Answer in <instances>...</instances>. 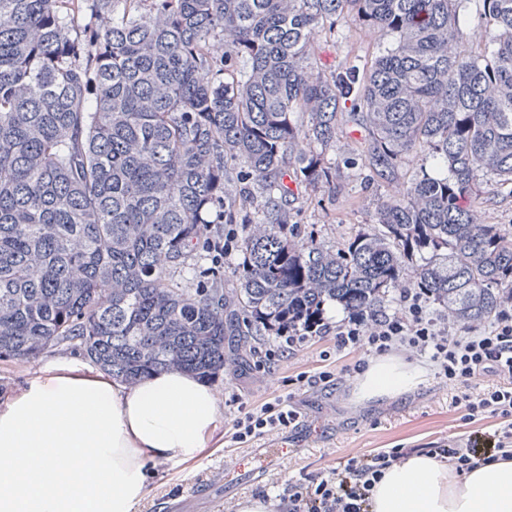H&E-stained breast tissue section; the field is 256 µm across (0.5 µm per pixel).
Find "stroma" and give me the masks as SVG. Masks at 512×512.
<instances>
[{"label": "stroma", "mask_w": 512, "mask_h": 512, "mask_svg": "<svg viewBox=\"0 0 512 512\" xmlns=\"http://www.w3.org/2000/svg\"><path fill=\"white\" fill-rule=\"evenodd\" d=\"M315 41L317 60L324 68L335 69L351 57L374 56L391 39L366 28L340 26L334 33L316 34ZM363 135L354 122H346L335 147L325 153L326 161L340 172L335 196L314 195L295 187L285 207L301 237L311 236L325 247H336L375 223L378 203L399 190V182L368 181L367 169L354 163ZM238 260L234 253L225 258L218 273H209L206 265L198 264L175 272L173 278L184 288L219 283L230 289L237 285L234 268ZM274 343L271 336L242 338L239 359L213 384L225 397L237 396L253 406L277 396L287 398L301 414L300 427L270 441L240 444L232 437L237 409L223 406L210 448L187 463L155 466L149 491L134 512H224L225 503L257 495L265 496L273 507L286 483L317 474L348 453L424 445L469 429L451 406V386L435 377L427 358L410 359L421 380L409 391L395 398L366 400L357 396L359 375L353 370L357 361L366 359L365 350L335 352L328 337L312 339L280 358L263 382H254L252 364ZM321 370L333 372L330 386H312L298 379L299 374Z\"/></svg>", "instance_id": "stroma-1"}]
</instances>
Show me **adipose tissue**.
<instances>
[{
	"instance_id": "obj_1",
	"label": "adipose tissue",
	"mask_w": 512,
	"mask_h": 512,
	"mask_svg": "<svg viewBox=\"0 0 512 512\" xmlns=\"http://www.w3.org/2000/svg\"><path fill=\"white\" fill-rule=\"evenodd\" d=\"M420 380L387 358L360 379L366 396L397 395ZM221 394L180 371L128 387L75 359L47 365L0 393V512H134L151 467L196 458L212 439ZM374 512H512V461L457 475L415 455L374 489Z\"/></svg>"
}]
</instances>
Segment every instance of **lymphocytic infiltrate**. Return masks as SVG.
Instances as JSON below:
<instances>
[{
	"label": "lymphocytic infiltrate",
	"mask_w": 512,
	"mask_h": 512,
	"mask_svg": "<svg viewBox=\"0 0 512 512\" xmlns=\"http://www.w3.org/2000/svg\"><path fill=\"white\" fill-rule=\"evenodd\" d=\"M429 303L423 290L404 288L400 312L380 319L355 312L331 327L317 317H305L303 328L280 330L277 347L254 370L267 372L276 356L296 351L309 338L327 332L340 350L363 347L378 356L396 351L428 356L436 376L455 385L451 405L464 420L476 424L492 418L496 426L438 439L424 447V454L460 475L512 460V296L504 297L489 321L463 326L429 316ZM477 377L485 378L483 388L471 387ZM299 419V412L281 398L259 407L243 404L234 420V438L243 443L278 435L297 426ZM413 454L410 448H385L341 457L335 466L284 488L276 512H373L376 485L390 468Z\"/></svg>",
	"instance_id": "1"
}]
</instances>
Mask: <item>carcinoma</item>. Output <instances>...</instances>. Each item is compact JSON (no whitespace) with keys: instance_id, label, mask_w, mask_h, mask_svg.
I'll list each match as a JSON object with an SVG mask.
<instances>
[{"instance_id":"carcinoma-1","label":"carcinoma","mask_w":512,"mask_h":512,"mask_svg":"<svg viewBox=\"0 0 512 512\" xmlns=\"http://www.w3.org/2000/svg\"><path fill=\"white\" fill-rule=\"evenodd\" d=\"M466 2L0 0V360L67 346L126 385L209 380L236 336L328 303L375 313L406 284L464 325L491 317L512 230L461 200L512 184V0H481L484 50ZM338 24L392 43L328 71L313 34ZM346 101L371 176L413 153L433 173L329 250L296 240L281 205L293 184L336 193L317 147ZM212 222L242 225L230 296L169 276ZM481 5L478 1L472 0L466 4L465 18L467 20L465 32L467 39L474 45H488L492 39L493 33L485 26L479 15Z\"/></svg>"}]
</instances>
